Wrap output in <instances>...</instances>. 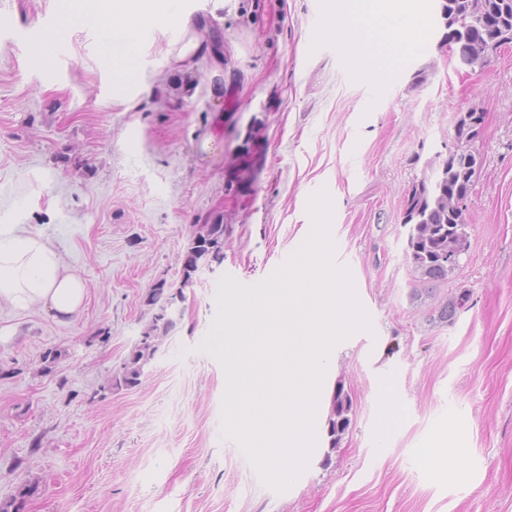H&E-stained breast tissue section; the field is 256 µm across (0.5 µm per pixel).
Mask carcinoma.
<instances>
[{
	"label": "carcinoma",
	"mask_w": 512,
	"mask_h": 512,
	"mask_svg": "<svg viewBox=\"0 0 512 512\" xmlns=\"http://www.w3.org/2000/svg\"><path fill=\"white\" fill-rule=\"evenodd\" d=\"M442 5L444 19L448 20L444 28H450L452 32L443 35L440 46L463 42L471 65L487 66L492 58L490 43L503 31L512 32V0H442ZM467 155L466 144H460L440 169L412 186L405 200L406 254L419 271L420 282L425 285L448 279V273L457 266L467 247L464 232L467 207L452 203L455 196L468 199L472 190L470 181L460 177ZM223 259L224 225H199L184 259L182 287L172 294L165 293L163 288H154L147 294V304L160 305L159 312L115 374L116 385L133 388L140 384L145 367L154 359L160 344L175 325L168 310L176 297L183 296V289L193 286L200 265L220 263ZM349 411V398L339 386L326 421L329 445L333 450L350 424ZM35 490L34 486H24L14 498L0 503V512H22L25 499Z\"/></svg>",
	"instance_id": "cac0c4a2"
}]
</instances>
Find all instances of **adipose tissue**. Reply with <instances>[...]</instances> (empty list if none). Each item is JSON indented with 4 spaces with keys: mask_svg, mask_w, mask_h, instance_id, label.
<instances>
[{
    "mask_svg": "<svg viewBox=\"0 0 512 512\" xmlns=\"http://www.w3.org/2000/svg\"><path fill=\"white\" fill-rule=\"evenodd\" d=\"M68 16L94 29L112 86L125 93L139 84L147 26L168 22L189 32L192 19L170 12L168 0H69ZM425 18L408 10L393 15L386 0H338L330 29L346 43L355 75L391 79L413 51ZM38 305L59 323L72 320L85 300L82 279L27 224L0 225V301Z\"/></svg>",
    "mask_w": 512,
    "mask_h": 512,
    "instance_id": "obj_1",
    "label": "adipose tissue"
}]
</instances>
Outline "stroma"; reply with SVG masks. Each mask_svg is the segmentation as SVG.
<instances>
[{
  "mask_svg": "<svg viewBox=\"0 0 512 512\" xmlns=\"http://www.w3.org/2000/svg\"><path fill=\"white\" fill-rule=\"evenodd\" d=\"M330 4L181 0L196 53L178 59L180 31L149 30L144 89L120 101L94 31L73 26L42 55L63 0H0V225L42 231L86 287L68 324L0 301V501L33 485L24 512H512V44L462 66L439 45L436 0H409L427 27L379 83L349 69ZM469 109L486 114L469 248L426 287L405 253V200ZM322 189L334 261L371 328L338 343L308 465L279 492L224 436V372L195 347L220 276L269 277L309 236ZM216 222L223 261L182 288L140 384L115 386L156 312L149 290L181 288L197 225ZM339 387L351 424L333 449ZM386 389L403 408L389 426ZM447 424L462 431L464 482L418 458Z\"/></svg>",
  "mask_w": 512,
  "mask_h": 512,
  "instance_id": "stroma-1",
  "label": "stroma"
}]
</instances>
